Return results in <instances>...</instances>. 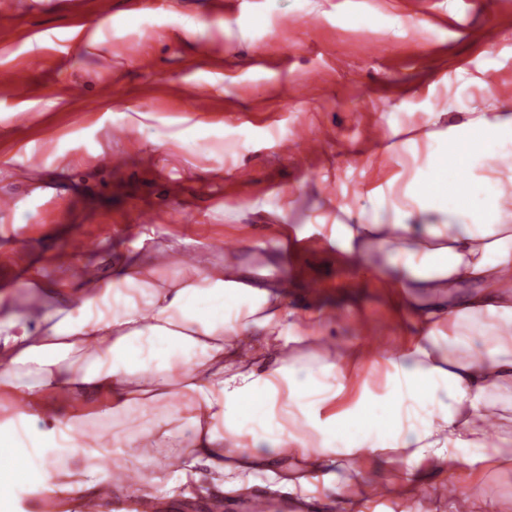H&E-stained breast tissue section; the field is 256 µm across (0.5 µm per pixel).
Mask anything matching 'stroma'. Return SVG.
<instances>
[{
	"instance_id": "stroma-1",
	"label": "stroma",
	"mask_w": 512,
	"mask_h": 512,
	"mask_svg": "<svg viewBox=\"0 0 512 512\" xmlns=\"http://www.w3.org/2000/svg\"><path fill=\"white\" fill-rule=\"evenodd\" d=\"M149 2L0 0V196L19 201L0 212V291L19 305L33 274L63 285L71 268L107 278L122 254L171 240L214 260L239 244L337 338L410 346L386 255L353 264L320 227L375 222L428 168L431 137L512 113V0ZM364 463L389 496L377 512H448L452 484L483 491L469 512H512L504 457L427 472L424 501L405 497L393 453ZM352 465L318 477L279 457L220 488L202 465L198 489L160 494V512H204L216 491L336 512L314 490Z\"/></svg>"
}]
</instances>
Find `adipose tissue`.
<instances>
[{
  "label": "adipose tissue",
  "instance_id": "1",
  "mask_svg": "<svg viewBox=\"0 0 512 512\" xmlns=\"http://www.w3.org/2000/svg\"><path fill=\"white\" fill-rule=\"evenodd\" d=\"M464 146L431 145L429 174L410 186L413 208L388 221L330 225L350 258L391 256L404 310L421 338L400 355L337 344L328 328L289 308L281 280L254 276L235 254L203 265L183 260L172 277L157 257H125L110 280L81 272L67 289L31 277L37 303L0 304V512H20V493L90 497L112 474L124 492L152 498L194 477L214 482L263 467L277 454L306 471L337 457L399 452L413 495L423 463L437 469L488 460L489 430L508 427L499 405L512 393V191L497 176L496 144L512 138V114L454 126ZM475 295L458 296L464 284ZM307 345L326 354L310 388L281 354ZM385 367L381 393L362 387L336 405L346 364ZM176 405H167L171 394ZM121 421L111 432L109 420ZM191 426L175 474L149 469L151 451ZM110 471L99 470L102 455Z\"/></svg>",
  "mask_w": 512,
  "mask_h": 512
}]
</instances>
